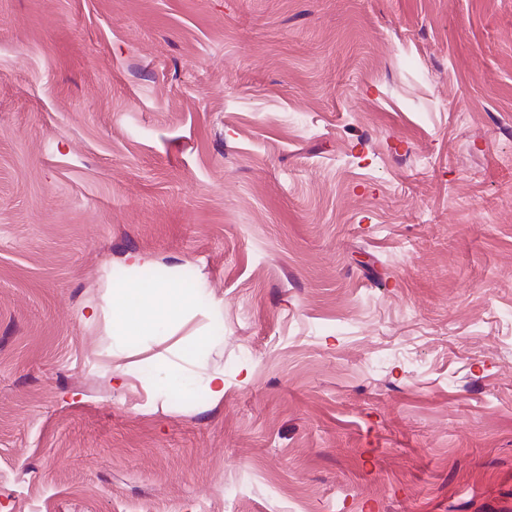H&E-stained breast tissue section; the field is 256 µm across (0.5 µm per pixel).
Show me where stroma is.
<instances>
[{
  "label": "stroma",
  "mask_w": 512,
  "mask_h": 512,
  "mask_svg": "<svg viewBox=\"0 0 512 512\" xmlns=\"http://www.w3.org/2000/svg\"><path fill=\"white\" fill-rule=\"evenodd\" d=\"M0 512H512V0H0ZM191 303V297L182 288L130 281L113 286L112 318L122 325L126 336H149L159 324L175 317Z\"/></svg>",
  "instance_id": "1"
}]
</instances>
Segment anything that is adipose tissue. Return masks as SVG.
Here are the masks:
<instances>
[{
  "mask_svg": "<svg viewBox=\"0 0 512 512\" xmlns=\"http://www.w3.org/2000/svg\"><path fill=\"white\" fill-rule=\"evenodd\" d=\"M191 303L183 289L163 283L144 285L130 281L113 288L112 317L122 325L125 335L148 336Z\"/></svg>",
  "mask_w": 512,
  "mask_h": 512,
  "instance_id": "obj_1",
  "label": "adipose tissue"
}]
</instances>
